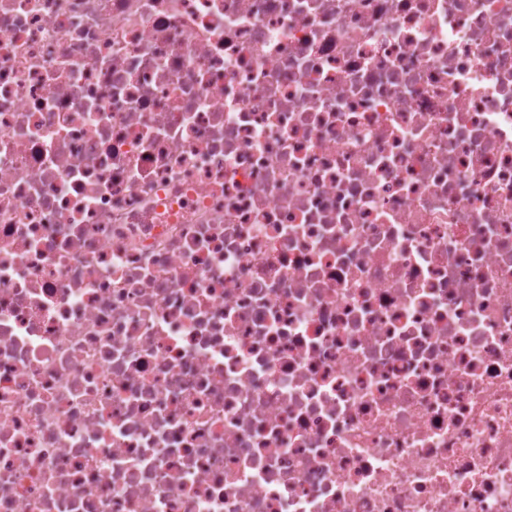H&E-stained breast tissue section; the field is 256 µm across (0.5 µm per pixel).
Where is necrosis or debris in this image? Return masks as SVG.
Listing matches in <instances>:
<instances>
[{"label": "necrosis or debris", "instance_id": "obj_1", "mask_svg": "<svg viewBox=\"0 0 512 512\" xmlns=\"http://www.w3.org/2000/svg\"><path fill=\"white\" fill-rule=\"evenodd\" d=\"M0 512H512V0H0Z\"/></svg>", "mask_w": 512, "mask_h": 512}]
</instances>
